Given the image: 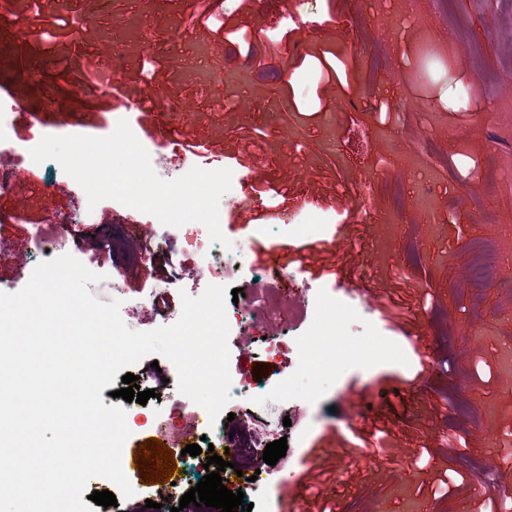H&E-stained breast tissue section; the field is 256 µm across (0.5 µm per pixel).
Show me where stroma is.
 Segmentation results:
<instances>
[{
    "label": "stroma",
    "instance_id": "stroma-1",
    "mask_svg": "<svg viewBox=\"0 0 512 512\" xmlns=\"http://www.w3.org/2000/svg\"><path fill=\"white\" fill-rule=\"evenodd\" d=\"M12 0L5 27L31 21L24 42L0 40V86L24 92L7 137L29 175L0 196V291L14 293L41 262L43 238L66 233L69 253L102 279L101 302L121 288L120 316L148 332L182 309V295L209 285L199 268L204 225L149 223L114 200L79 221L81 186L54 160L34 162L30 112L45 134L106 137L127 120L150 158L201 146L231 170L224 236L246 243V279H282L286 289L346 296L355 280L377 298L353 360L322 378L316 399L294 407L269 391L258 421L218 417L210 441L269 425L289 461L252 512H459L489 461L512 468V275L474 283L482 251L512 263V0H212L209 21L195 0ZM114 59L116 101L81 68ZM175 133L154 140L135 108L150 89ZM395 104L379 115L378 102ZM310 223V233L294 232ZM142 251L121 264L102 246L116 229ZM335 250L337 278L306 266L256 261L258 250ZM286 313L266 328L230 332L229 372L273 385L288 370L261 352L263 338L290 330ZM391 344L402 360L385 357ZM148 411L180 398L174 365L131 366ZM400 400L386 401L388 387ZM359 398L387 425L385 448L352 430Z\"/></svg>",
    "mask_w": 512,
    "mask_h": 512
}]
</instances>
